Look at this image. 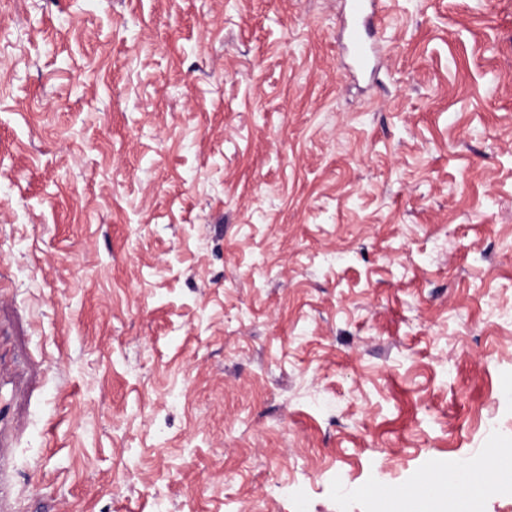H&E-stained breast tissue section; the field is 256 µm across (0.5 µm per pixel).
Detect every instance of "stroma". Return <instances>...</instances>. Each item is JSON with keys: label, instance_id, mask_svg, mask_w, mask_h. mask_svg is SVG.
Returning <instances> with one entry per match:
<instances>
[{"label": "stroma", "instance_id": "obj_1", "mask_svg": "<svg viewBox=\"0 0 512 512\" xmlns=\"http://www.w3.org/2000/svg\"><path fill=\"white\" fill-rule=\"evenodd\" d=\"M0 0L14 512H376L512 446V0ZM378 0H350V22L347 23L348 40L344 47L345 53L350 55L365 72L374 78L377 68L372 65L375 49L369 29V16L373 13Z\"/></svg>", "mask_w": 512, "mask_h": 512}]
</instances>
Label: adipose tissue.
I'll list each match as a JSON object with an SVG mask.
<instances>
[{
  "label": "adipose tissue",
  "instance_id": "ef3b65f1",
  "mask_svg": "<svg viewBox=\"0 0 512 512\" xmlns=\"http://www.w3.org/2000/svg\"><path fill=\"white\" fill-rule=\"evenodd\" d=\"M378 512H479L490 493L512 491V449L486 448L479 464L461 463L420 479L406 490L372 485Z\"/></svg>",
  "mask_w": 512,
  "mask_h": 512
}]
</instances>
